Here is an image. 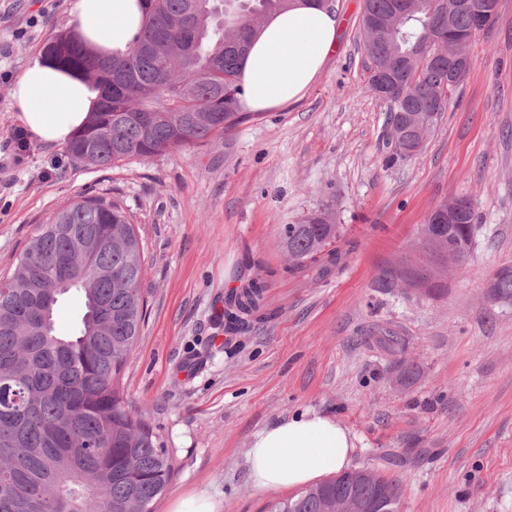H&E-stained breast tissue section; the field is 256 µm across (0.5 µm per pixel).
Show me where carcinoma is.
Wrapping results in <instances>:
<instances>
[{
    "label": "carcinoma",
    "mask_w": 512,
    "mask_h": 512,
    "mask_svg": "<svg viewBox=\"0 0 512 512\" xmlns=\"http://www.w3.org/2000/svg\"><path fill=\"white\" fill-rule=\"evenodd\" d=\"M148 20L129 51L105 56L60 31L44 53L101 97L87 125L65 146L73 159L107 167L202 146L249 114L238 107L243 61L271 14L310 0H146ZM363 50L371 61L419 71L413 93L389 112H443L439 83L448 57H426L440 39L453 51L478 28L453 21L433 0H364ZM474 212L465 223L425 224L420 243L445 258L448 243L471 253ZM333 213L323 208L285 226L281 245L291 275L315 264L322 279L342 270L349 251ZM73 267L85 311L73 336L56 333L54 310L68 288L54 272ZM144 248L126 211L103 197L75 200L38 227L14 269L0 277V512H140L171 482L175 467L159 434L125 402L121 377L147 314ZM512 297V267L495 273ZM265 281L245 285L224 310L225 326L243 327L266 300ZM397 479L350 471L274 503L270 512H326L327 502L375 500Z\"/></svg>",
    "instance_id": "carcinoma-1"
}]
</instances>
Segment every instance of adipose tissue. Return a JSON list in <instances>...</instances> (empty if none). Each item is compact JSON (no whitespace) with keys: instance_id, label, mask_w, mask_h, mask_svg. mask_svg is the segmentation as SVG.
<instances>
[{"instance_id":"ef3b65f1","label":"adipose tissue","mask_w":512,"mask_h":512,"mask_svg":"<svg viewBox=\"0 0 512 512\" xmlns=\"http://www.w3.org/2000/svg\"><path fill=\"white\" fill-rule=\"evenodd\" d=\"M146 22L144 0H74L68 26L105 54L123 53ZM339 19L329 7L300 5L268 17L242 66L239 108L258 113L300 102L336 47ZM101 91L43 56L15 81L11 107L26 142L60 147L82 126ZM355 445L332 417L305 411L257 432L248 454L259 491L293 489L342 473Z\"/></svg>"}]
</instances>
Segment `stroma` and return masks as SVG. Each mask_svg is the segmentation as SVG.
Masks as SVG:
<instances>
[{
  "label": "stroma",
  "instance_id": "35a3bbf8",
  "mask_svg": "<svg viewBox=\"0 0 512 512\" xmlns=\"http://www.w3.org/2000/svg\"><path fill=\"white\" fill-rule=\"evenodd\" d=\"M73 0H0V275L39 225L85 195L117 201L145 248L148 313L123 387L176 474L151 505L208 489L223 512H268L254 434L289 414L336 418L351 466L403 482L400 512H512V302L486 282L512 265V0L477 33L473 65L423 153L386 165L388 104L367 88L364 0H334V54L306 97L246 118L201 147L109 167L60 147L17 149L12 86L66 29ZM467 197L468 269L418 247L433 208ZM331 207L346 265L327 280L287 273L285 225ZM420 287L381 285L387 274ZM267 303L224 328L228 298L256 277ZM404 339V352L384 338Z\"/></svg>",
  "mask_w": 512,
  "mask_h": 512
}]
</instances>
